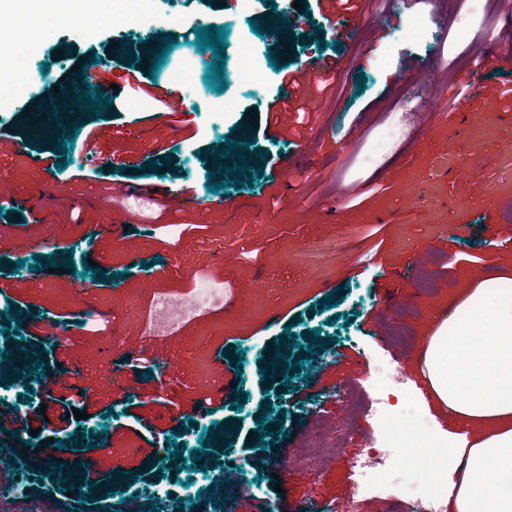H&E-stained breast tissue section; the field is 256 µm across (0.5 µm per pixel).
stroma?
I'll list each match as a JSON object with an SVG mask.
<instances>
[{
    "label": "stroma",
    "instance_id": "1",
    "mask_svg": "<svg viewBox=\"0 0 512 512\" xmlns=\"http://www.w3.org/2000/svg\"><path fill=\"white\" fill-rule=\"evenodd\" d=\"M252 0L249 13L233 0H155L148 29L101 28L95 35L74 21L53 29L42 41L32 67L28 100L51 103L55 87H71L88 60L123 64V44L138 48L146 35L179 37L156 82L167 87L171 70H188L184 95L193 113L173 128L172 116L132 89L115 93L109 110L90 113L82 105L63 121L74 144L34 139L30 116L0 99V187L10 199L0 208V287L23 300L19 321L55 313L66 316L68 344L50 338L33 342L18 335L15 362L38 351L58 363L62 382L90 388L87 418L61 424L62 409L49 403L47 427L23 432L21 445L50 447L77 435L98 439L102 448L89 475L99 484L113 469L133 470L126 490L87 498L57 489V480L33 472L24 505L13 512H126L127 505L151 512V487L170 488L175 498L205 507L214 476L197 471L192 458L213 427L233 429V448L216 436L211 449L222 466L249 461L250 480L233 490L229 512H259L265 502L280 512H327L347 502L351 512H402L407 477L395 465L381 482L357 484L351 461L363 448L381 443V429L366 403L385 383L388 371L405 375L390 402L397 409L413 395L427 430H442L463 443L471 434L439 408L420 368L429 339L448 317L464 320L463 302L474 288L512 290V98L500 94L512 74L500 60L512 53V0H487L474 18L466 42L451 33L457 0H445L436 17L431 0H379L359 9V21L379 25L375 38L337 37L317 0H302L307 20L284 38L260 36L250 20H269L291 9L293 0ZM226 27V89L208 81L211 50H198L189 33L203 18ZM421 18L420 34L407 32ZM263 70L260 84L239 81L236 56L241 40ZM48 71H41V64ZM311 63L334 65L336 88L329 91L309 123L289 121L287 131L267 128L269 104L278 97L284 70ZM481 82L489 99L445 119L430 113L435 103L453 100L458 90L473 93ZM363 92H356V85ZM413 88L407 123L396 150L377 165L362 157L380 127L392 118L402 90ZM231 100V108L217 105ZM54 104V103H51ZM64 110V103L54 104ZM256 140L249 159L263 160L252 184L216 192L206 173L219 165L226 139L240 141L241 129ZM97 133L89 152L88 133ZM129 162L117 171L113 159ZM155 164L142 174L141 166ZM134 186L141 200L154 189L170 190L162 215L114 208V186ZM367 191L362 204L349 202L352 189ZM33 206L37 223H25L20 205ZM38 237L41 248H24L20 238ZM502 246H492V239ZM94 260L100 275L82 276ZM39 269H31V261ZM75 270H67V261ZM118 282H107L110 274ZM224 278L222 309L185 321L169 335H148L143 313L155 289L177 292L196 276ZM106 320L112 339L90 332L91 314ZM294 337L282 365L285 380H263L267 352L278 339ZM304 364H296V356ZM164 366L166 387L154 377ZM290 392H282L283 381ZM222 388L224 407L195 416L182 427L170 410H190L194 399ZM245 405L236 408L238 394ZM159 431L162 445L181 439V464L150 458L144 436L129 417L131 405ZM271 420L259 423L265 405ZM347 424L342 446L327 449L316 465L294 463L274 479L276 460L299 448L311 433L329 434ZM262 442L249 439L258 429Z\"/></svg>",
    "mask_w": 512,
    "mask_h": 512
}]
</instances>
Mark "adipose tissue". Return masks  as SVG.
Returning <instances> with one entry per match:
<instances>
[{
	"instance_id": "1",
	"label": "adipose tissue",
	"mask_w": 512,
	"mask_h": 512,
	"mask_svg": "<svg viewBox=\"0 0 512 512\" xmlns=\"http://www.w3.org/2000/svg\"><path fill=\"white\" fill-rule=\"evenodd\" d=\"M476 315L442 321L424 356L440 406L476 437L446 455L448 512H512V296H472Z\"/></svg>"
}]
</instances>
